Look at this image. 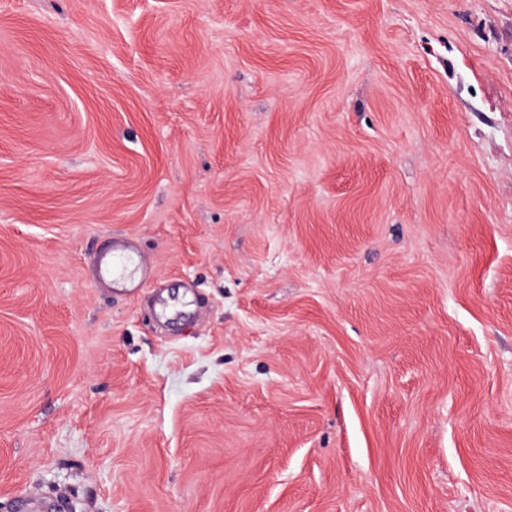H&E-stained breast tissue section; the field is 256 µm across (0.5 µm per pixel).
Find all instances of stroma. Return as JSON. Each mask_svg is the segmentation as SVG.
Here are the masks:
<instances>
[{
	"label": "stroma",
	"mask_w": 512,
	"mask_h": 512,
	"mask_svg": "<svg viewBox=\"0 0 512 512\" xmlns=\"http://www.w3.org/2000/svg\"><path fill=\"white\" fill-rule=\"evenodd\" d=\"M28 498L512 512V0H0Z\"/></svg>",
	"instance_id": "obj_1"
}]
</instances>
